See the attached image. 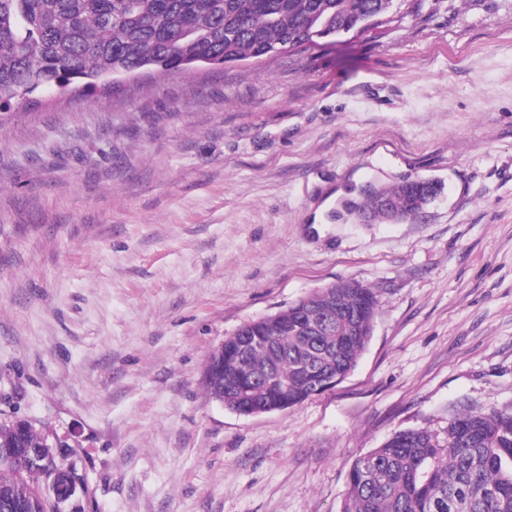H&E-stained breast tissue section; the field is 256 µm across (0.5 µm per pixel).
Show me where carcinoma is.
I'll return each mask as SVG.
<instances>
[{"mask_svg":"<svg viewBox=\"0 0 512 512\" xmlns=\"http://www.w3.org/2000/svg\"><path fill=\"white\" fill-rule=\"evenodd\" d=\"M394 0H0V108L41 87L76 89L81 100L114 68L157 66L181 74L194 59H258L283 48L333 43L388 14ZM379 193L400 214L417 216L437 194L433 183L404 180ZM378 301L372 289L339 280L224 338V360L209 357L202 383L224 392L225 408L246 413L266 399L254 379L268 370L288 384L287 406L320 390L309 370L338 384L368 344ZM246 336H268L250 347ZM62 448L43 430L0 421L5 448ZM70 474L0 461L5 493L24 512H54L45 486ZM340 512H512V413L468 409L448 419L446 439L426 428L400 430L350 467Z\"/></svg>","mask_w":512,"mask_h":512,"instance_id":"1","label":"carcinoma"}]
</instances>
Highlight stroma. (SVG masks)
Instances as JSON below:
<instances>
[{"instance_id":"35a3bbf8","label":"stroma","mask_w":512,"mask_h":512,"mask_svg":"<svg viewBox=\"0 0 512 512\" xmlns=\"http://www.w3.org/2000/svg\"><path fill=\"white\" fill-rule=\"evenodd\" d=\"M137 81L0 125V414L68 442L86 512H339L394 432L512 411V0ZM407 177L441 187L418 219H336ZM338 279L378 299L346 379L257 416L206 394L226 336Z\"/></svg>"}]
</instances>
